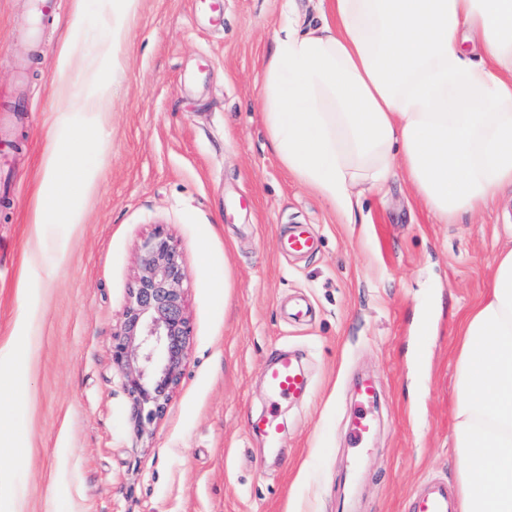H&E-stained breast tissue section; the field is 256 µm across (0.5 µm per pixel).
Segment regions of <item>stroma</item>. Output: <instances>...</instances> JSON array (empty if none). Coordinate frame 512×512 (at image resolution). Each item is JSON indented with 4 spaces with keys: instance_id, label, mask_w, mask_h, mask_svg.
<instances>
[{
    "instance_id": "obj_1",
    "label": "stroma",
    "mask_w": 512,
    "mask_h": 512,
    "mask_svg": "<svg viewBox=\"0 0 512 512\" xmlns=\"http://www.w3.org/2000/svg\"><path fill=\"white\" fill-rule=\"evenodd\" d=\"M284 4L224 0L215 16L140 0L114 108L88 146L99 180L83 223L52 230L65 259L50 279L32 260V220L73 8L36 23L29 0H0V372L19 396L0 467L21 512H339L362 374L379 387L367 410L379 429L358 512H407L424 480L455 484L458 328L487 293L512 197L439 224L400 175L366 196L364 223H344L267 144L259 88ZM290 224L313 226V254L282 253ZM159 228L185 258L191 342L164 417L139 437L112 336ZM288 300L310 316L286 319ZM283 353L312 392L281 403L274 448L252 425Z\"/></svg>"
}]
</instances>
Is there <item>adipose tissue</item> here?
<instances>
[{"label":"adipose tissue","instance_id":"1","mask_svg":"<svg viewBox=\"0 0 512 512\" xmlns=\"http://www.w3.org/2000/svg\"><path fill=\"white\" fill-rule=\"evenodd\" d=\"M139 0H75L59 48L41 161L34 257L44 228L80 224L100 174L82 147L113 106L119 50ZM289 20L260 88L282 165L346 223L365 193L405 173L441 224L512 193V0H320ZM452 435L460 512H512V241L490 291L462 320Z\"/></svg>","mask_w":512,"mask_h":512}]
</instances>
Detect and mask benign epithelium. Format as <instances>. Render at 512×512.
Wrapping results in <instances>:
<instances>
[{
    "mask_svg": "<svg viewBox=\"0 0 512 512\" xmlns=\"http://www.w3.org/2000/svg\"><path fill=\"white\" fill-rule=\"evenodd\" d=\"M185 279L183 252L170 234L158 230L141 243L121 329L112 336V367L139 435L164 415L183 375L191 339Z\"/></svg>",
    "mask_w": 512,
    "mask_h": 512,
    "instance_id": "1",
    "label": "benign epithelium"
}]
</instances>
